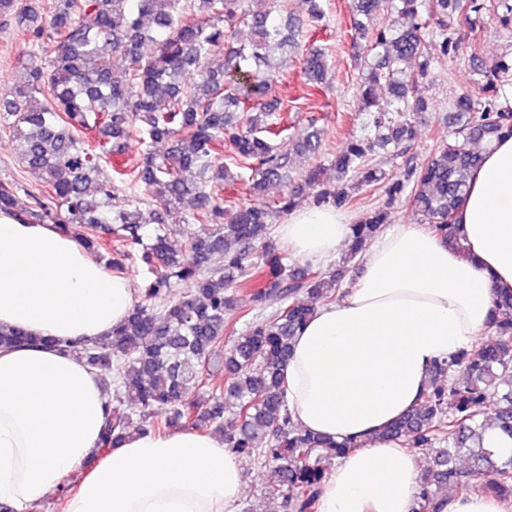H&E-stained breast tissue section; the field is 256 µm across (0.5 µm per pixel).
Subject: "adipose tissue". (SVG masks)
I'll return each instance as SVG.
<instances>
[{
	"label": "adipose tissue",
	"mask_w": 512,
	"mask_h": 512,
	"mask_svg": "<svg viewBox=\"0 0 512 512\" xmlns=\"http://www.w3.org/2000/svg\"><path fill=\"white\" fill-rule=\"evenodd\" d=\"M458 221L459 250L424 224L384 228L337 300L294 339L284 376L295 421L357 444L330 468L317 512H413L422 462L382 432L418 403L436 364L486 334L497 291L512 288V137L484 145ZM351 231L330 206L294 209L279 226L289 251L314 265ZM134 295L75 238L0 213V325L96 340L125 319ZM105 405L98 376L72 355L0 350V503L26 512L79 469L64 512H238L244 466L222 437L138 433L102 455ZM440 512H512V499L451 494Z\"/></svg>",
	"instance_id": "adipose-tissue-1"
}]
</instances>
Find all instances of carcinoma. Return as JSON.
Returning a JSON list of instances; mask_svg holds the SVG:
<instances>
[{"mask_svg": "<svg viewBox=\"0 0 512 512\" xmlns=\"http://www.w3.org/2000/svg\"><path fill=\"white\" fill-rule=\"evenodd\" d=\"M307 2L303 23L288 0H56L46 22L39 0H0V24L30 44L6 78L0 126L13 132L22 167L45 184L19 210L18 186L0 183V212L57 225L115 273L134 266L146 273L139 300L111 335L53 343L101 375L108 401L100 449L133 433L219 432L225 448L271 469L267 493L291 512H316L325 463L358 447L297 427L285 400L283 367L293 339L319 303L336 300L343 270L283 265L269 236L275 211L263 192L282 186L278 212L285 213L305 187L313 204L338 209L351 204L359 186L382 190L383 199L353 225L350 261L390 223L404 196L420 223L460 250L456 216L481 165L480 146L512 135V108L499 102L512 64L499 60L482 70L481 90L491 96L455 99L454 141L420 163L406 157L416 137L411 114L428 110L416 88L429 75L430 48L439 45L444 56L455 50L448 21L475 28L476 5L350 0L352 28L368 38L357 94L371 134L330 159L332 185H324L320 167L296 182L290 155L277 147L288 126L279 113L275 60L305 49L309 95L327 88L325 54L306 45L308 27L325 15L318 0ZM381 12L387 22L366 34L363 19ZM242 25L252 38L236 43ZM216 55L224 61L213 66ZM381 86L390 93L383 102ZM317 122L310 116L293 150L320 155ZM133 135L142 152L112 166ZM159 143L165 151L155 150ZM390 148L406 160L385 171L372 157ZM227 182L244 186L250 202L224 206ZM142 188L158 201L151 227L142 222ZM119 194L126 208L115 211ZM189 223L200 224L199 233L175 243L173 225ZM216 256L222 265H213ZM178 281L191 288L177 298L171 288ZM239 291L276 308L241 312L245 329L226 348L225 316L236 309ZM40 343L0 326V349ZM216 370L224 372L220 389L211 383ZM489 428L512 438V290L496 293L491 335L438 364L420 402L382 432L430 456L414 512H436L444 489L465 493L479 481L512 496V456L483 447ZM461 457L468 465H457Z\"/></svg>", "mask_w": 512, "mask_h": 512, "instance_id": "obj_1", "label": "carcinoma"}]
</instances>
